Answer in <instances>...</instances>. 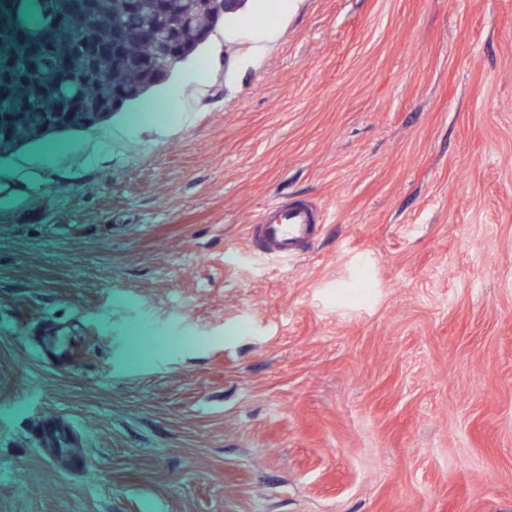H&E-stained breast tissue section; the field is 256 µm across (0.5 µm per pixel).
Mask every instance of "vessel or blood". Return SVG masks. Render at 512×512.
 I'll use <instances>...</instances> for the list:
<instances>
[{
    "label": "vessel or blood",
    "mask_w": 512,
    "mask_h": 512,
    "mask_svg": "<svg viewBox=\"0 0 512 512\" xmlns=\"http://www.w3.org/2000/svg\"><path fill=\"white\" fill-rule=\"evenodd\" d=\"M322 211L305 200L266 205L249 224V235L264 255L284 261L307 254L322 229Z\"/></svg>",
    "instance_id": "b4317fda"
}]
</instances>
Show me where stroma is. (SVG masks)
I'll return each mask as SVG.
<instances>
[{"label":"stroma","instance_id":"1","mask_svg":"<svg viewBox=\"0 0 512 512\" xmlns=\"http://www.w3.org/2000/svg\"><path fill=\"white\" fill-rule=\"evenodd\" d=\"M217 29L0 154V512H512V0ZM322 217V211L309 201L271 203L255 215L249 235L261 253L288 261L312 249L323 226Z\"/></svg>","mask_w":512,"mask_h":512}]
</instances>
